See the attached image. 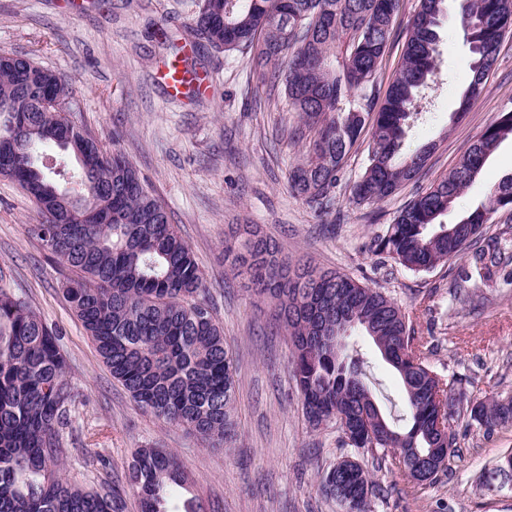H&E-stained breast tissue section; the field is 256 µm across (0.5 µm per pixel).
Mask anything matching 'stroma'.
Masks as SVG:
<instances>
[{"label": "stroma", "mask_w": 512, "mask_h": 512, "mask_svg": "<svg viewBox=\"0 0 512 512\" xmlns=\"http://www.w3.org/2000/svg\"><path fill=\"white\" fill-rule=\"evenodd\" d=\"M200 0H0V49H37L40 65L73 83V121L110 150L125 154L166 207L171 224L191 246L224 328L236 365L234 443L212 448L183 427L139 410L113 381L95 346L65 301L61 267L28 233L40 216L13 181L0 178V282L25 298L60 336L68 378L78 400L63 432V474L72 484L103 481L124 486L125 512H140L124 485L137 449H172L188 481L180 500L206 512H343L319 490L322 473L343 457L357 458L381 486L372 512H512V487L488 486L486 470L512 453V426L485 434L459 419V455L450 472L430 483H408L378 468L370 453L344 442L336 425L310 430L289 360L291 342L278 325L275 303L254 293L224 261V233L253 224L290 263L309 261L380 289L408 316L427 343L428 365L443 379H466L467 398L479 402L512 394V283L479 287L453 282L464 262L416 274L373 247L397 210L455 166L500 113L512 111V32L480 96L466 113L458 107L472 55L461 25L460 0H445L440 31L439 81L409 128L405 152L435 143L426 167L387 201L358 205L352 187L365 170L368 140L360 138L339 174L333 223L292 194L288 168L301 144L294 113L283 111L282 85L261 81L249 52L195 48L188 56L208 89L198 100L169 97L157 72L169 57L162 41L177 36ZM418 0H401L391 44L377 72L388 86L400 65ZM512 174V138L503 141L443 223L484 199ZM386 406L403 401L402 385L369 340L355 336Z\"/></svg>", "instance_id": "obj_1"}]
</instances>
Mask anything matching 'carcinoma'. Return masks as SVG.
Instances as JSON below:
<instances>
[{"label":"carcinoma","mask_w":512,"mask_h":512,"mask_svg":"<svg viewBox=\"0 0 512 512\" xmlns=\"http://www.w3.org/2000/svg\"><path fill=\"white\" fill-rule=\"evenodd\" d=\"M444 0H419L407 33L402 63L379 110L370 97L386 52L400 0H202L198 14L170 54L204 42L220 52L248 49L255 66L273 65L287 111L308 131L302 156L288 170L291 190L327 213L344 160L370 131L368 163L354 184L358 204L385 201L426 166L434 145L403 152L409 119L421 89L434 73ZM461 21L473 60L458 115L481 93L496 63L501 40L512 29V0H462ZM72 82L45 68L35 53L0 64V176L17 183L43 221L33 231L56 262L69 271L62 295L112 379L139 409L224 446L235 439V366L224 330L188 243L169 223L135 165L107 151L69 118ZM512 137V113L501 114L426 191L402 206L375 251L413 273L468 256L465 280L490 279L501 264L496 246L482 245V229L500 205L512 203V175L458 220L439 218L476 180L497 146ZM55 147L59 157L47 154ZM76 163L81 191L61 181L65 158ZM224 259L248 277L254 292L277 301L292 342L291 369L303 416L314 430L334 422L346 444L389 448L392 463L412 482L451 469L457 434L448 401L486 434L512 424V396L497 395L472 407L462 380L447 381L425 364L420 345L397 303L377 288L310 264L291 269L274 240L255 231L229 233ZM355 329L371 340L397 373L405 413L385 414L363 361L346 345L336 349V329ZM77 394L67 378L58 334L10 289L0 286V512H124L119 486L91 490L61 477ZM512 481V455L486 482ZM187 477L166 448H141L127 483L141 512H167L165 504ZM346 512H370L379 486L358 460H339L324 471L321 491Z\"/></svg>","instance_id":"cac0c4a2"}]
</instances>
